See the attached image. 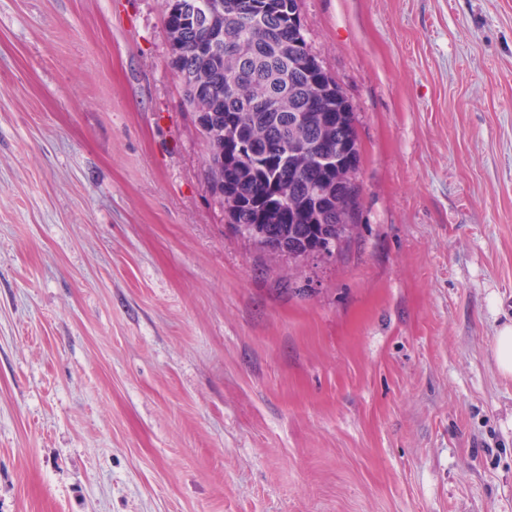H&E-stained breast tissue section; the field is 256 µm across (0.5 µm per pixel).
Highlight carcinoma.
Segmentation results:
<instances>
[{"instance_id": "carcinoma-1", "label": "carcinoma", "mask_w": 512, "mask_h": 512, "mask_svg": "<svg viewBox=\"0 0 512 512\" xmlns=\"http://www.w3.org/2000/svg\"><path fill=\"white\" fill-rule=\"evenodd\" d=\"M239 0H164L172 67L197 115L208 153L212 185L227 184L242 204L238 224H279L298 255L310 254L333 235L336 224L356 225L361 149L356 116L336 92L324 90L321 68L294 66L290 57L312 55L294 46L292 0H252L241 14ZM217 13L223 38L195 25L193 17ZM278 139L288 161L244 160L237 141L262 147ZM325 152L332 161L316 160ZM279 195L286 202L264 212L260 202ZM335 236V235H333ZM350 239L335 236V247Z\"/></svg>"}]
</instances>
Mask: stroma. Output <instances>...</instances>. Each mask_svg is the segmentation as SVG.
<instances>
[{"mask_svg": "<svg viewBox=\"0 0 512 512\" xmlns=\"http://www.w3.org/2000/svg\"><path fill=\"white\" fill-rule=\"evenodd\" d=\"M356 234L232 228L163 0H0V512H512V0H298ZM494 358L499 372L506 377L512 376V324H505L498 330Z\"/></svg>", "mask_w": 512, "mask_h": 512, "instance_id": "1", "label": "stroma"}]
</instances>
